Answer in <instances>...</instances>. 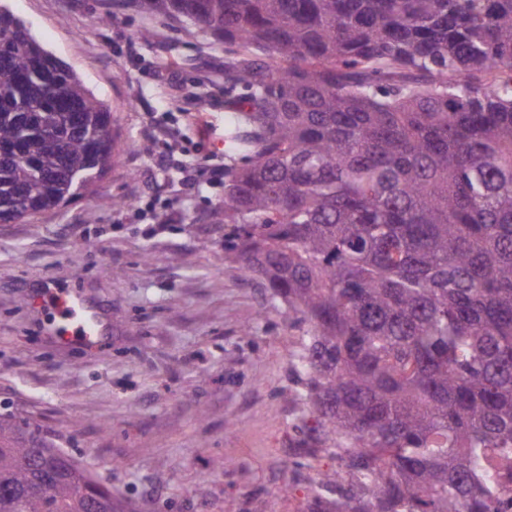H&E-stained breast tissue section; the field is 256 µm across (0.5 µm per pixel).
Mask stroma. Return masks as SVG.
Returning a JSON list of instances; mask_svg holds the SVG:
<instances>
[{"instance_id":"1","label":"stroma","mask_w":512,"mask_h":512,"mask_svg":"<svg viewBox=\"0 0 512 512\" xmlns=\"http://www.w3.org/2000/svg\"><path fill=\"white\" fill-rule=\"evenodd\" d=\"M0 7L110 106L125 147L96 195L0 223V407L38 425L131 512H308L324 492L318 477L340 463L302 445L316 425L290 398L302 331L225 260L223 183L179 187L145 128L147 115L179 114L194 95L209 133L183 128L184 160H239L223 44L134 0ZM99 195H143L154 209L99 208ZM45 282L80 290L110 319L99 347L43 334L32 297Z\"/></svg>"}]
</instances>
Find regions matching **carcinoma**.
<instances>
[{"instance_id": "carcinoma-1", "label": "carcinoma", "mask_w": 512, "mask_h": 512, "mask_svg": "<svg viewBox=\"0 0 512 512\" xmlns=\"http://www.w3.org/2000/svg\"><path fill=\"white\" fill-rule=\"evenodd\" d=\"M224 43L243 91L224 258L304 326L294 399L355 476L310 512H508L512 0H136ZM40 104L31 123L23 105ZM0 204L52 209L112 166V112L0 9ZM0 512H126L39 427L0 417Z\"/></svg>"}]
</instances>
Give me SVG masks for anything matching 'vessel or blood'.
I'll use <instances>...</instances> for the list:
<instances>
[{"label":"vessel or blood","instance_id":"b4317fda","mask_svg":"<svg viewBox=\"0 0 512 512\" xmlns=\"http://www.w3.org/2000/svg\"><path fill=\"white\" fill-rule=\"evenodd\" d=\"M34 307L56 312V320L45 324L43 331L68 345L96 347L111 330L110 322L83 294L58 288L52 282L35 290Z\"/></svg>","mask_w":512,"mask_h":512}]
</instances>
